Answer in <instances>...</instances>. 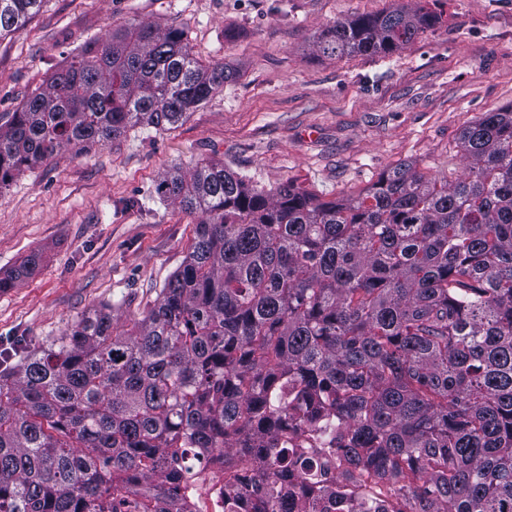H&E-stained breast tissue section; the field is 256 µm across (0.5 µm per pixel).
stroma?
<instances>
[{"instance_id":"1","label":"stroma","mask_w":512,"mask_h":512,"mask_svg":"<svg viewBox=\"0 0 512 512\" xmlns=\"http://www.w3.org/2000/svg\"><path fill=\"white\" fill-rule=\"evenodd\" d=\"M423 6L440 23L389 57L313 53L322 27ZM132 22L185 29L202 60L236 70L171 130L61 153L0 191V273L41 260L0 293V352L39 346L103 302L124 328L180 266L201 216L160 201L159 180L202 160L322 200L359 193L403 162L467 172L463 129L512 104V0H44L0 38V113L90 40Z\"/></svg>"}]
</instances>
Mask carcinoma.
Segmentation results:
<instances>
[{
  "label": "carcinoma",
  "mask_w": 512,
  "mask_h": 512,
  "mask_svg": "<svg viewBox=\"0 0 512 512\" xmlns=\"http://www.w3.org/2000/svg\"><path fill=\"white\" fill-rule=\"evenodd\" d=\"M41 2L0 0V37ZM436 22L360 15L312 45L386 57ZM236 78L182 28L89 42L0 114V191L65 148L174 127ZM461 148L451 183L407 164L330 201L213 162L166 175L160 198L201 219L157 299L119 333L103 304L0 369V512H180L200 448L237 458L226 512L242 492L270 512H512V106ZM298 424L331 432L336 467L308 466L293 499Z\"/></svg>",
  "instance_id": "carcinoma-1"
}]
</instances>
